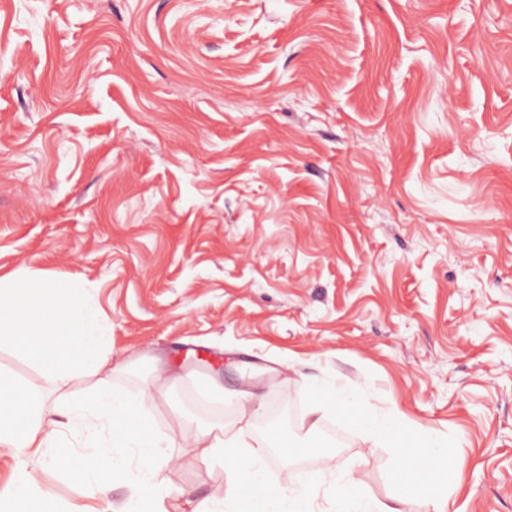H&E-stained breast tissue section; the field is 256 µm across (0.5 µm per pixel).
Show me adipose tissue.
<instances>
[{"label":"adipose tissue","mask_w":512,"mask_h":512,"mask_svg":"<svg viewBox=\"0 0 512 512\" xmlns=\"http://www.w3.org/2000/svg\"><path fill=\"white\" fill-rule=\"evenodd\" d=\"M0 343L12 344L35 360L60 386L82 376L98 372L108 359L107 338L89 308L83 288L75 284L62 287L56 297L38 300L22 273L0 278ZM313 398L324 400L343 420L353 421L364 430L383 435L395 449L400 462L394 479L405 497L425 495L439 498L448 489L456 471L447 458L425 439H412L399 418H382L369 407L352 404L343 390L312 387ZM78 423L87 418L101 422L110 435L111 445L92 457L73 454L68 448L56 451L60 464L78 481L103 478L118 465L115 449H132L139 461L165 457L167 444L153 429L145 401H137L122 392L99 385L83 397L70 401ZM252 402L242 397L240 425L220 435L202 431L190 444L201 457L223 455L234 465L228 491L238 512H308L304 492L292 487L290 470H283L281 485L269 488L267 462L263 449L252 443L250 416ZM50 437L37 402L36 390L26 383L0 374V446L28 448L40 452Z\"/></svg>","instance_id":"adipose-tissue-1"}]
</instances>
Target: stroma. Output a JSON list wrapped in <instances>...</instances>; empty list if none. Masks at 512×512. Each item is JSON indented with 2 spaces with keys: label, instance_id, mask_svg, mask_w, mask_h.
I'll return each mask as SVG.
<instances>
[{
  "label": "stroma",
  "instance_id": "stroma-1",
  "mask_svg": "<svg viewBox=\"0 0 512 512\" xmlns=\"http://www.w3.org/2000/svg\"><path fill=\"white\" fill-rule=\"evenodd\" d=\"M20 269L85 288L101 377L173 443L165 512H233L188 439L245 394L269 485L330 463L399 498L393 448L313 413L314 384L436 434L449 512H512V0H0V277ZM0 373L54 413L25 354ZM24 467L58 512L137 499L1 447L0 497Z\"/></svg>",
  "mask_w": 512,
  "mask_h": 512
}]
</instances>
